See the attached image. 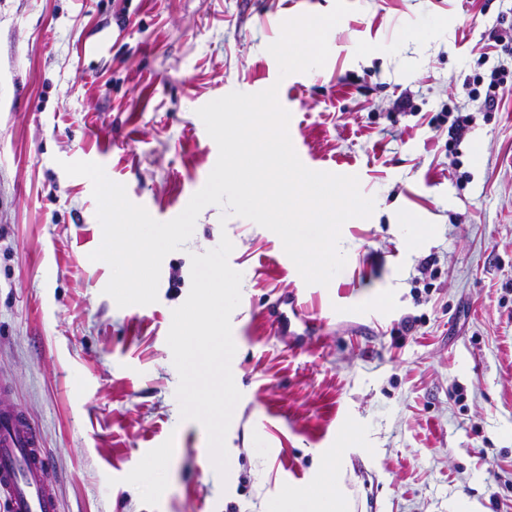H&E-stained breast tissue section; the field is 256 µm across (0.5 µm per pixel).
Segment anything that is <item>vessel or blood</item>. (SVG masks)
Here are the masks:
<instances>
[{"mask_svg": "<svg viewBox=\"0 0 512 512\" xmlns=\"http://www.w3.org/2000/svg\"><path fill=\"white\" fill-rule=\"evenodd\" d=\"M0 500L7 512H57L40 432L16 405L0 399Z\"/></svg>", "mask_w": 512, "mask_h": 512, "instance_id": "1", "label": "vessel or blood"}]
</instances>
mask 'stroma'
Instances as JSON below:
<instances>
[{"label":"stroma","instance_id":"1","mask_svg":"<svg viewBox=\"0 0 512 512\" xmlns=\"http://www.w3.org/2000/svg\"><path fill=\"white\" fill-rule=\"evenodd\" d=\"M349 2L325 66L283 78L282 22L335 0H0V377L59 512H262L327 457L348 512H512V0ZM272 86L301 162L374 200L341 229L344 269L306 284L274 232L209 205L157 302L118 307L89 258L92 183L63 163L171 220L218 159L198 109ZM459 108L451 148L429 121ZM224 236L242 281L222 476L180 415L167 335L192 255ZM295 291L326 321L313 335L267 315Z\"/></svg>","mask_w":512,"mask_h":512}]
</instances>
